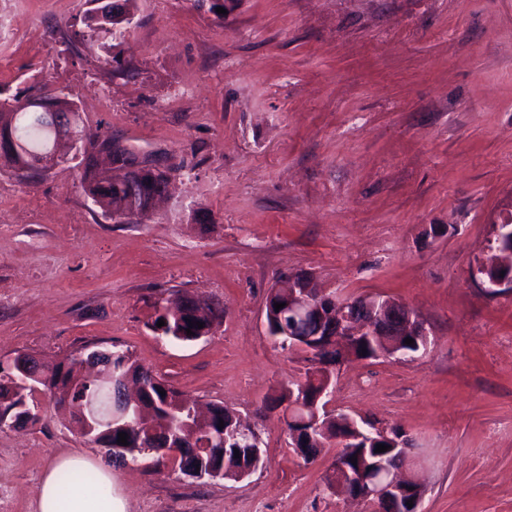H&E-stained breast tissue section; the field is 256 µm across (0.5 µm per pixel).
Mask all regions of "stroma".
<instances>
[{"instance_id":"1","label":"stroma","mask_w":512,"mask_h":512,"mask_svg":"<svg viewBox=\"0 0 512 512\" xmlns=\"http://www.w3.org/2000/svg\"><path fill=\"white\" fill-rule=\"evenodd\" d=\"M89 8L0 0V89L65 87L82 125L169 168L172 189L116 222L74 163L29 180L0 166V364L120 344L258 434L263 463L240 480L113 467L127 512H371L326 490L335 443L295 454L276 404L308 363L269 334L265 302L284 272L389 299L425 350L347 362L330 410L408 439L420 512H512V292L475 276L512 223V0H234L221 18L138 0L128 32L93 39ZM186 297L223 313L200 340L159 338L157 301ZM34 401L38 424L0 429V512H35L56 458H106Z\"/></svg>"}]
</instances>
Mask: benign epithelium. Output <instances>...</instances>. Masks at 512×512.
I'll list each match as a JSON object with an SVG mask.
<instances>
[{"mask_svg": "<svg viewBox=\"0 0 512 512\" xmlns=\"http://www.w3.org/2000/svg\"><path fill=\"white\" fill-rule=\"evenodd\" d=\"M63 100L67 91L61 87L49 93H39L34 103L46 110L47 118L59 132V139L70 144L75 151L80 146V134L75 131L78 126L75 111L59 113L46 103L47 99ZM284 297L285 311L289 316V326L280 335L284 343L306 353L310 369L322 377V389L306 404L310 417L304 422L311 425L307 430L309 437H314L313 430L320 431L324 437L336 442V456L326 479V488L345 492L352 498L367 502L374 509L390 502H413L411 512H419L422 498L421 488L413 481L401 477V472L410 464L407 456L406 441L397 439L393 446L400 449L398 466H390L380 458L363 470L360 475L350 473L343 452L345 444L353 437H361L364 430L347 415L331 413L323 399L329 393L332 384L334 366L327 362L324 354L343 344L342 360L354 356V342L357 340H378L383 347L376 350V357L394 356L399 353V339L416 336L427 341V334L420 320L405 306L388 300L367 297L356 300H340L333 295L324 294L313 288L306 278L285 275L276 283ZM77 359L82 367L99 378L101 384L110 392L111 402L107 418L97 416L92 403L73 399L75 383L70 380H55L54 386L45 390L51 399L60 400L69 405L74 420L80 430L85 431L92 423L110 431L112 424L129 418L142 407V392L147 390L144 381L133 383L132 378L118 376L113 372L112 348H101L95 344L85 346ZM44 363L30 353L20 352L10 359V368L17 372L15 386L27 388L34 393L40 391L44 381L42 373ZM336 420V434L322 426L323 420Z\"/></svg>", "mask_w": 512, "mask_h": 512, "instance_id": "7a95c632", "label": "benign epithelium"}]
</instances>
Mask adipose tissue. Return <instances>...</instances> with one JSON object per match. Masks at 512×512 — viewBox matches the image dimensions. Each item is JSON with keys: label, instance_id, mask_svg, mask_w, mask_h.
Masks as SVG:
<instances>
[{"label": "adipose tissue", "instance_id": "ef3b65f1", "mask_svg": "<svg viewBox=\"0 0 512 512\" xmlns=\"http://www.w3.org/2000/svg\"><path fill=\"white\" fill-rule=\"evenodd\" d=\"M96 471V485L81 482L60 490L57 474L63 470ZM36 512H126V500L114 486L111 468L100 465L93 458L70 455L58 458L44 473L36 502Z\"/></svg>", "mask_w": 512, "mask_h": 512}]
</instances>
